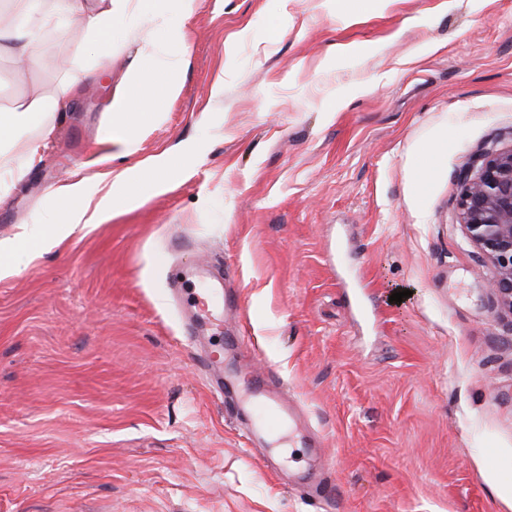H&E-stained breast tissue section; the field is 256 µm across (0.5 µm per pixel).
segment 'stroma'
<instances>
[{
	"mask_svg": "<svg viewBox=\"0 0 512 512\" xmlns=\"http://www.w3.org/2000/svg\"><path fill=\"white\" fill-rule=\"evenodd\" d=\"M186 31L180 94L156 91L134 153L112 143L137 205L23 244L97 150L112 83L0 204V512H308L260 462L305 449L248 443L192 361L169 275L202 259L235 277L225 372L273 367L305 402L335 512H512V311L457 178L512 146V0H195ZM65 61L94 57L52 41L22 77L0 58V87L51 90Z\"/></svg>",
	"mask_w": 512,
	"mask_h": 512,
	"instance_id": "stroma-1",
	"label": "stroma"
}]
</instances>
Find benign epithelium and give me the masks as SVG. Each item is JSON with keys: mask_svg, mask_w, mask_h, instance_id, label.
I'll list each match as a JSON object with an SVG mask.
<instances>
[{"mask_svg": "<svg viewBox=\"0 0 512 512\" xmlns=\"http://www.w3.org/2000/svg\"><path fill=\"white\" fill-rule=\"evenodd\" d=\"M457 178L467 238L496 266L494 294L512 309V148L485 149Z\"/></svg>", "mask_w": 512, "mask_h": 512, "instance_id": "7a95c632", "label": "benign epithelium"}]
</instances>
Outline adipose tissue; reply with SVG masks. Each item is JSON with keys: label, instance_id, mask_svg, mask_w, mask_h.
Here are the masks:
<instances>
[{"label": "adipose tissue", "instance_id": "obj_1", "mask_svg": "<svg viewBox=\"0 0 512 512\" xmlns=\"http://www.w3.org/2000/svg\"><path fill=\"white\" fill-rule=\"evenodd\" d=\"M7 3V9L0 11V54L7 56L17 73L34 70L44 33L66 37L76 25L96 61L87 68L67 69L50 95L31 90L0 113V201L28 171L42 163L50 146L55 114L72 111L101 72L111 70L114 32L120 27L138 44L141 61L130 65L121 76L109 110L111 123L121 131L125 145L133 146L139 134L160 117L153 104L154 86L162 85L170 98L179 93L186 24L194 12V0H51L46 8L40 0ZM16 149L23 157L17 166L7 160ZM111 159L108 153L93 154L68 182L48 189L51 208L26 232L33 252L58 242L62 233L82 224L100 223L108 216L121 178L93 182L85 171Z\"/></svg>", "mask_w": 512, "mask_h": 512}]
</instances>
